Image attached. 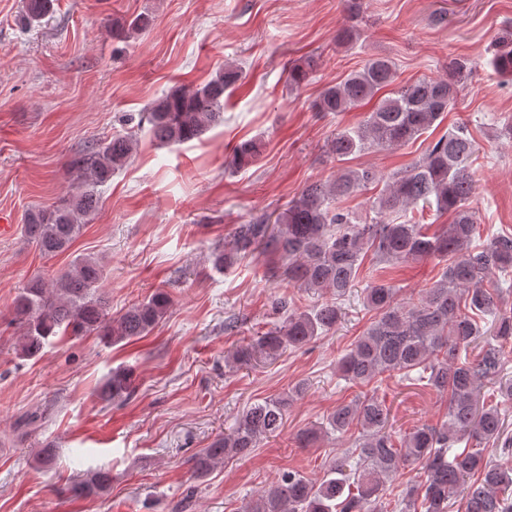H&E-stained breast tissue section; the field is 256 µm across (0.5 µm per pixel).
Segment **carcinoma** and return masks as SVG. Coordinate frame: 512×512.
I'll list each match as a JSON object with an SVG mask.
<instances>
[{
    "instance_id": "1",
    "label": "carcinoma",
    "mask_w": 512,
    "mask_h": 512,
    "mask_svg": "<svg viewBox=\"0 0 512 512\" xmlns=\"http://www.w3.org/2000/svg\"><path fill=\"white\" fill-rule=\"evenodd\" d=\"M54 0H28L25 24L38 25L53 11ZM354 24L338 41L357 40L362 0H346ZM489 64L512 74V32L492 46ZM473 63L453 58L448 77L421 78L380 99L359 125L341 130L328 151L339 161L370 149L415 141L458 100L460 82ZM394 64L373 57L343 81L326 87L314 103L317 112H348L369 104L395 80ZM242 78L231 65L192 89L176 87L154 102L139 123H148L154 139L180 146L201 138L224 123V93ZM134 140L115 135L91 146L71 162L78 186L68 204L29 213L25 231L46 256L67 250L81 234L87 217L99 207L101 187L130 160ZM477 145L459 126L428 145L424 156L387 176L370 167L344 168L327 181L307 184L269 224L261 220L239 225L224 248L212 254L213 269L233 267L256 252L285 260L288 282L307 293L332 297L309 309H289L278 300L283 319L267 332L236 347L228 363L256 367L276 360L286 348L300 349L334 330L342 318L340 301L358 278L365 256L394 265L439 259L441 276L414 300L397 299V289L374 281L364 289L374 320L338 361L337 371L360 388L350 402L336 406L320 425L300 435L304 445L318 435L353 437L349 452L336 458L324 476L311 480L283 472L267 490L251 497L242 512H448L461 496L464 512H512V437L504 433L512 409V376L505 360L512 345V309L499 305L502 285L512 281V234H499L484 245H472L479 233L475 212L468 206L476 184L472 167ZM262 143L237 145L230 164L254 165ZM384 183L370 200L363 223L338 206L347 197ZM452 216L436 230L411 215L418 205ZM104 270L91 257L75 259L52 287L39 276L14 300L19 325L18 355H38L54 337L95 333L116 344L150 333L168 314L172 301L157 291L117 317L100 288ZM399 375L448 397L447 419L438 426L423 424L399 436L392 431L391 408L378 396L383 376ZM489 393L482 395L483 388ZM135 389L134 372L119 369L99 388L100 399L123 402ZM307 387L295 384L288 394L249 405L224 436L191 457L199 478L228 458L247 457L259 443L277 436L288 407ZM407 464L419 467V480L391 501L386 483ZM111 472L95 470L71 487L87 498L106 492Z\"/></svg>"
}]
</instances>
